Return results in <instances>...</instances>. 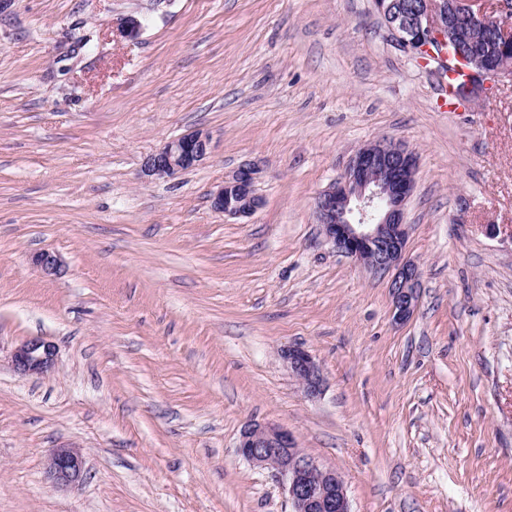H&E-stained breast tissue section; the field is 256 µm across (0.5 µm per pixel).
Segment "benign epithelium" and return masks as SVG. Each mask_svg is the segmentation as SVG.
Wrapping results in <instances>:
<instances>
[{"instance_id":"benign-epithelium-1","label":"benign epithelium","mask_w":512,"mask_h":512,"mask_svg":"<svg viewBox=\"0 0 512 512\" xmlns=\"http://www.w3.org/2000/svg\"><path fill=\"white\" fill-rule=\"evenodd\" d=\"M391 37L407 51L431 49L425 38L435 36L453 47V58L468 66L476 79L466 88L471 100L488 96L493 87L512 81V0H372ZM143 22L135 16L120 19L119 30L129 39L139 36ZM211 152L210 136L201 130L165 142L148 155L142 173L151 178H173L203 161ZM417 158L404 145L376 140L351 158L346 174L331 183L315 198L316 223L334 247L376 274L390 271V299L395 321L406 322L419 301L421 272L405 258L409 226L405 209L416 184ZM261 173L254 163H245L224 177L211 194V206L226 216L253 213L261 204L255 183ZM48 275H57L59 258L48 251L33 257ZM53 344L33 338L23 342L13 354L16 369L40 374L54 364ZM292 376L307 397L323 390V377L312 355L300 346L281 351ZM238 454L252 466L267 471L282 485L292 505L291 512H351L342 475L320 466L299 448L287 430L248 422L241 433ZM48 471L60 486L84 477L79 450L57 448L48 461Z\"/></svg>"}]
</instances>
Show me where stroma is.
I'll return each mask as SVG.
<instances>
[{"instance_id":"1","label":"stroma","mask_w":512,"mask_h":512,"mask_svg":"<svg viewBox=\"0 0 512 512\" xmlns=\"http://www.w3.org/2000/svg\"><path fill=\"white\" fill-rule=\"evenodd\" d=\"M143 18L133 41L117 25ZM91 32V48L73 35ZM371 0H10L0 10V512H291L236 452L291 432L351 512H512V83L464 111ZM194 129L172 179L142 160ZM419 159L420 301L338 252L314 200L357 149ZM258 162L262 206L210 193ZM64 271L41 273V251ZM56 347L19 373L24 341ZM319 364L307 399L281 358ZM56 448L86 476L61 490ZM210 152V136L196 130L165 142L157 151L148 155L143 161L142 173L151 178H174L195 167ZM55 355L56 349L51 342L42 338H33L16 348L13 362L16 369L23 374H40L53 366ZM48 471L57 485L68 486L84 477V463L76 448H56L48 461Z\"/></svg>"}]
</instances>
